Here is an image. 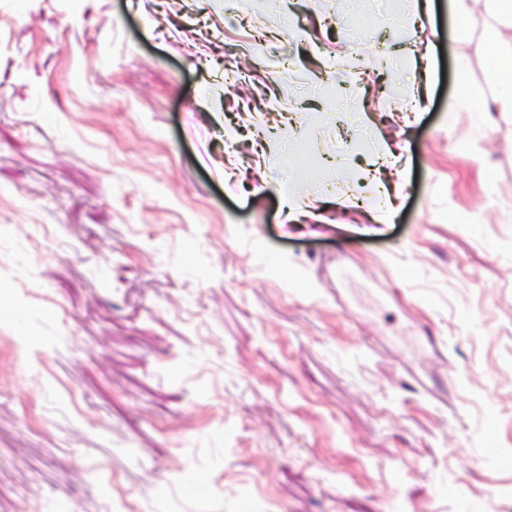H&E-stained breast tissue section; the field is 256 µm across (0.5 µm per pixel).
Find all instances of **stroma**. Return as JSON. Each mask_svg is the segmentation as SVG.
<instances>
[{"instance_id": "obj_1", "label": "stroma", "mask_w": 512, "mask_h": 512, "mask_svg": "<svg viewBox=\"0 0 512 512\" xmlns=\"http://www.w3.org/2000/svg\"><path fill=\"white\" fill-rule=\"evenodd\" d=\"M435 3L0 0V512H512V88Z\"/></svg>"}]
</instances>
